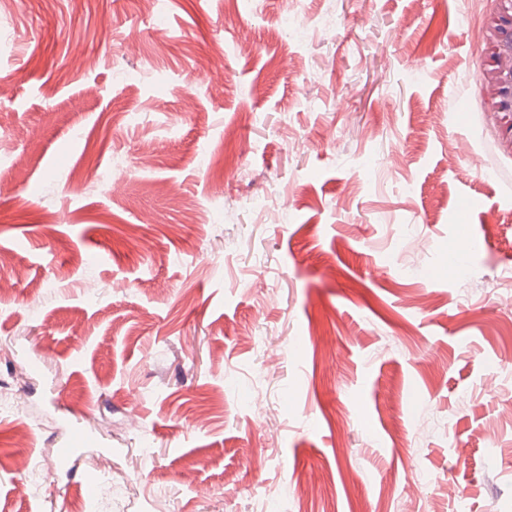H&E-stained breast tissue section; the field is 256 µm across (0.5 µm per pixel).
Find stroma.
<instances>
[{
	"label": "stroma",
	"mask_w": 512,
	"mask_h": 512,
	"mask_svg": "<svg viewBox=\"0 0 512 512\" xmlns=\"http://www.w3.org/2000/svg\"><path fill=\"white\" fill-rule=\"evenodd\" d=\"M281 6L0 0V512H512L495 2ZM455 231L462 246L455 253L453 263L456 268H461L466 265L473 256L475 233L472 224H468L465 221L456 224Z\"/></svg>",
	"instance_id": "1"
}]
</instances>
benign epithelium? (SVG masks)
Returning <instances> with one entry per match:
<instances>
[{
	"instance_id": "7a95c632",
	"label": "benign epithelium",
	"mask_w": 512,
	"mask_h": 512,
	"mask_svg": "<svg viewBox=\"0 0 512 512\" xmlns=\"http://www.w3.org/2000/svg\"><path fill=\"white\" fill-rule=\"evenodd\" d=\"M487 64L479 74L492 108L512 117V0H496L485 25Z\"/></svg>"
}]
</instances>
